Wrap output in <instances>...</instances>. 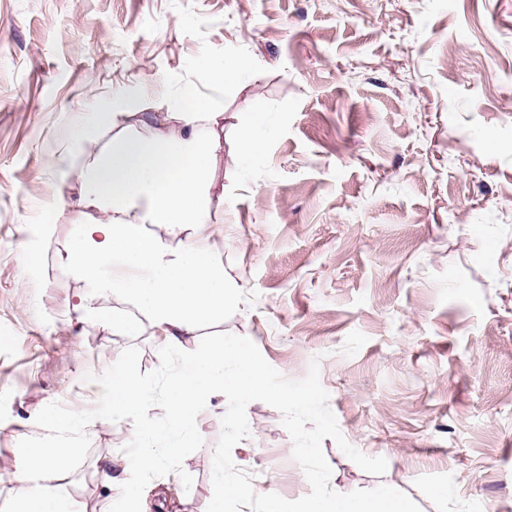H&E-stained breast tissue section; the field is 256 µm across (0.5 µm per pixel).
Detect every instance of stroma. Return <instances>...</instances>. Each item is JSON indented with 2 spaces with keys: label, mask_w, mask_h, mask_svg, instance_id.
<instances>
[{
  "label": "stroma",
  "mask_w": 512,
  "mask_h": 512,
  "mask_svg": "<svg viewBox=\"0 0 512 512\" xmlns=\"http://www.w3.org/2000/svg\"><path fill=\"white\" fill-rule=\"evenodd\" d=\"M225 58L248 74L215 82ZM184 98L224 113L208 247L238 293L181 350L225 332L289 379L318 360L345 438L388 463L367 473L324 439L337 492L389 483L421 512H512V0H0V461L17 472L47 404L94 409L86 374L126 348L159 366L165 339L123 293L104 304L132 328L82 320L91 290L63 266L95 214L45 203L79 188L57 169L82 163L75 118L124 100L146 134L140 113ZM226 409L205 399L180 453L135 481L141 512H205ZM246 414L259 428L235 468L256 493L308 494L280 412ZM133 430L97 425L89 473L58 488L70 512H125L99 471Z\"/></svg>",
  "instance_id": "obj_1"
}]
</instances>
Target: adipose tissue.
Segmentation results:
<instances>
[{
    "label": "adipose tissue",
    "mask_w": 512,
    "mask_h": 512,
    "mask_svg": "<svg viewBox=\"0 0 512 512\" xmlns=\"http://www.w3.org/2000/svg\"><path fill=\"white\" fill-rule=\"evenodd\" d=\"M125 118L108 104L93 126L74 127L75 141L89 156L78 173V204L98 217L82 225L65 269L95 295L123 291L175 346L180 336L222 314L231 295L223 263L202 241L213 226L206 189L222 149L224 115L188 99L147 137L119 133ZM102 128L112 132L103 144ZM189 364V373L166 391L167 423L139 428L132 439L138 476L152 474L182 448L207 396L229 390L248 399L264 391L243 341L213 344ZM82 447L79 439L32 445L18 474L24 490L12 497L10 512H66L56 484Z\"/></svg>",
    "instance_id": "adipose-tissue-1"
}]
</instances>
